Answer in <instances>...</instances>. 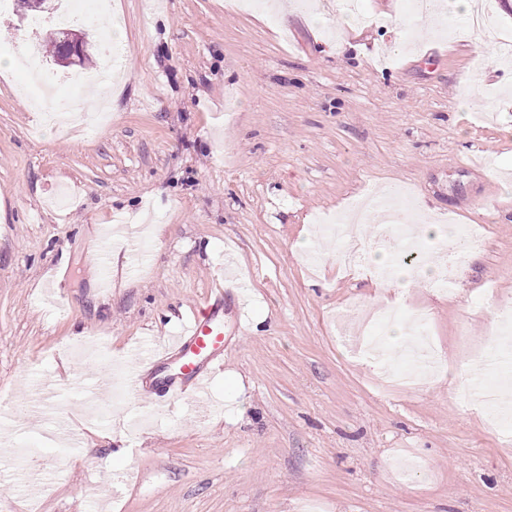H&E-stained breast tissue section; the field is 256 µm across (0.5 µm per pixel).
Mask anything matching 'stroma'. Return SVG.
Masks as SVG:
<instances>
[{
	"mask_svg": "<svg viewBox=\"0 0 512 512\" xmlns=\"http://www.w3.org/2000/svg\"><path fill=\"white\" fill-rule=\"evenodd\" d=\"M342 3L112 0L118 28L73 25L110 101L96 128L43 125L2 65L28 18H0V414L19 413L0 512H512V424L465 397L512 306V50L475 46L456 15L408 21L401 0H362L374 22L350 26ZM381 184L487 230L451 291L419 278L399 304L427 315L445 364L415 387L356 354L338 314L387 293L316 232ZM240 282L208 419L188 398L113 404L108 361L170 342L209 288Z\"/></svg>",
	"mask_w": 512,
	"mask_h": 512,
	"instance_id": "stroma-1",
	"label": "stroma"
}]
</instances>
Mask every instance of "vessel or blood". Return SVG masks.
I'll return each mask as SVG.
<instances>
[{"mask_svg": "<svg viewBox=\"0 0 512 512\" xmlns=\"http://www.w3.org/2000/svg\"><path fill=\"white\" fill-rule=\"evenodd\" d=\"M243 316L242 300H228L221 288L210 290L171 349L152 351L126 366V390L141 402L155 404L153 392L143 384L144 372L152 370L166 393L200 399L205 383L222 371L224 343L239 331Z\"/></svg>", "mask_w": 512, "mask_h": 512, "instance_id": "obj_1", "label": "vessel or blood"}]
</instances>
